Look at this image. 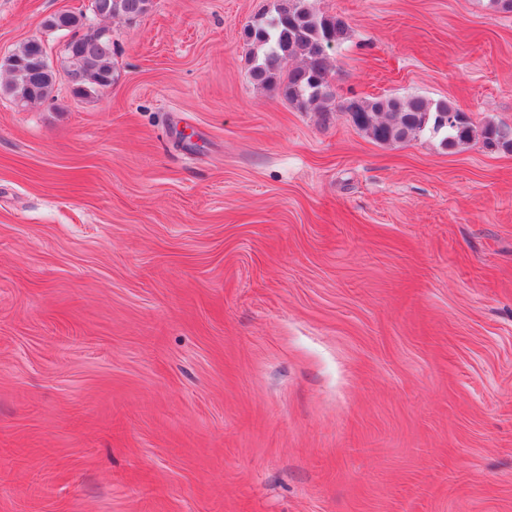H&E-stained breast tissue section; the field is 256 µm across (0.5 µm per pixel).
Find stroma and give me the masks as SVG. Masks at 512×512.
Masks as SVG:
<instances>
[{
    "instance_id": "obj_1",
    "label": "stroma",
    "mask_w": 512,
    "mask_h": 512,
    "mask_svg": "<svg viewBox=\"0 0 512 512\" xmlns=\"http://www.w3.org/2000/svg\"><path fill=\"white\" fill-rule=\"evenodd\" d=\"M269 0L109 20L114 81L0 95V512H512V152L253 85ZM337 98L512 128V13L313 0ZM89 0H0V57Z\"/></svg>"
}]
</instances>
